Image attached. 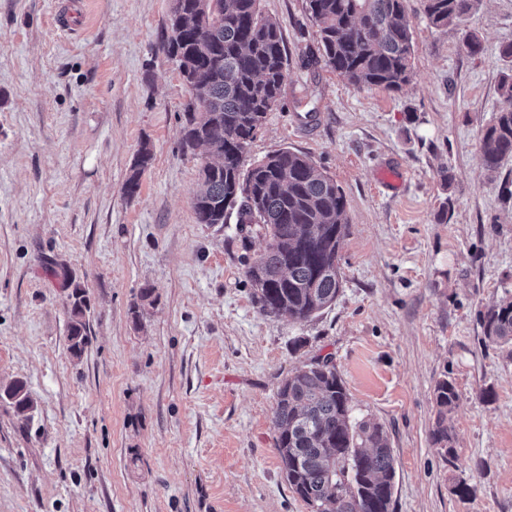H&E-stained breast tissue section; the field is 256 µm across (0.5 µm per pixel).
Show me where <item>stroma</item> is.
I'll use <instances>...</instances> for the list:
<instances>
[{
	"label": "stroma",
	"instance_id": "stroma-1",
	"mask_svg": "<svg viewBox=\"0 0 512 512\" xmlns=\"http://www.w3.org/2000/svg\"><path fill=\"white\" fill-rule=\"evenodd\" d=\"M171 4L0 0V385L23 380L36 404L25 425L0 399V512H309L273 408L319 355L353 419L388 431L394 512H512V351L483 343L477 320L512 292V160L494 179L480 160L512 69V0H476L442 28L405 0L413 78L397 92L312 60L306 0H260L288 70L244 161L305 154L346 200L342 291L302 323L254 299L261 236L196 221L205 150L182 147L190 94L160 48ZM384 166L400 187L378 181ZM54 265L87 292L79 359ZM443 379L459 395L452 463L431 440Z\"/></svg>",
	"mask_w": 512,
	"mask_h": 512
}]
</instances>
